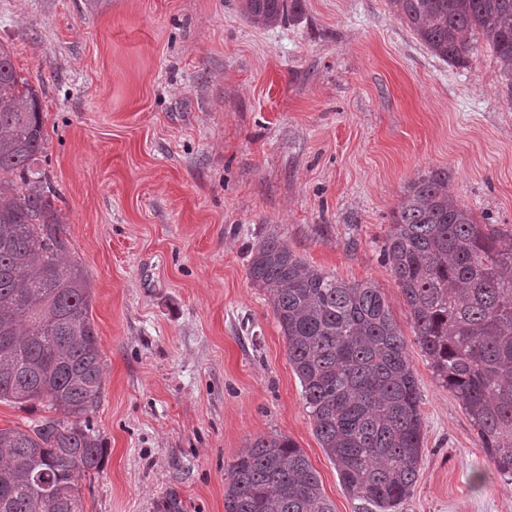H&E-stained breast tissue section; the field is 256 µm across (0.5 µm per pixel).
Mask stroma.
I'll return each instance as SVG.
<instances>
[{"label": "stroma", "mask_w": 512, "mask_h": 512, "mask_svg": "<svg viewBox=\"0 0 512 512\" xmlns=\"http://www.w3.org/2000/svg\"><path fill=\"white\" fill-rule=\"evenodd\" d=\"M240 0H0V42L39 93L31 163L91 282L106 448L83 512H224L258 437L303 450L336 512H359L321 447L286 340L248 276L276 236L307 264L380 288L423 419L394 512H512L461 401L415 341L381 256L407 185L447 171L476 218L512 226V98L495 55L432 57L388 0H304L251 24Z\"/></svg>", "instance_id": "35a3bbf8"}]
</instances>
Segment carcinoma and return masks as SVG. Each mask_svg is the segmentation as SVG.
<instances>
[{
  "label": "carcinoma",
  "instance_id": "carcinoma-1",
  "mask_svg": "<svg viewBox=\"0 0 512 512\" xmlns=\"http://www.w3.org/2000/svg\"><path fill=\"white\" fill-rule=\"evenodd\" d=\"M434 57L468 68L478 39L511 79L512 0H390ZM254 25L298 19L303 0H242ZM36 89L0 43V401L47 402L63 418L0 428V512H82L76 476L104 448L90 414L103 353L88 316L90 279L67 258L55 190L28 175L44 147ZM382 249L435 376L462 401L489 459L512 476V227L480 224L448 172L410 182ZM287 342L317 439L365 512H392L414 489L420 397L404 336L380 289L309 266L275 237L251 253ZM224 512H335L307 457L285 436L257 438L230 464Z\"/></svg>",
  "mask_w": 512,
  "mask_h": 512
}]
</instances>
